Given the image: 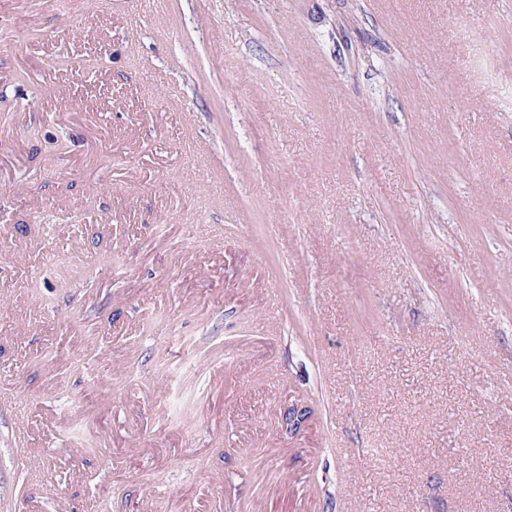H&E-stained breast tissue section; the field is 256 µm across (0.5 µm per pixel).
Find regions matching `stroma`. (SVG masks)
I'll use <instances>...</instances> for the list:
<instances>
[{
	"label": "stroma",
	"mask_w": 512,
	"mask_h": 512,
	"mask_svg": "<svg viewBox=\"0 0 512 512\" xmlns=\"http://www.w3.org/2000/svg\"><path fill=\"white\" fill-rule=\"evenodd\" d=\"M1 90L0 512H512V0H0Z\"/></svg>",
	"instance_id": "1"
}]
</instances>
